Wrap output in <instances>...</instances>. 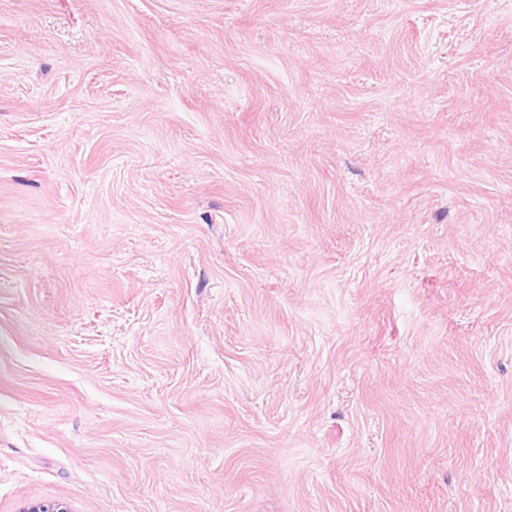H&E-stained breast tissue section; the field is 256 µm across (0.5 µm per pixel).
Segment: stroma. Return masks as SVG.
Listing matches in <instances>:
<instances>
[{
	"mask_svg": "<svg viewBox=\"0 0 512 512\" xmlns=\"http://www.w3.org/2000/svg\"><path fill=\"white\" fill-rule=\"evenodd\" d=\"M512 512V0H0V512Z\"/></svg>",
	"mask_w": 512,
	"mask_h": 512,
	"instance_id": "stroma-1",
	"label": "stroma"
}]
</instances>
